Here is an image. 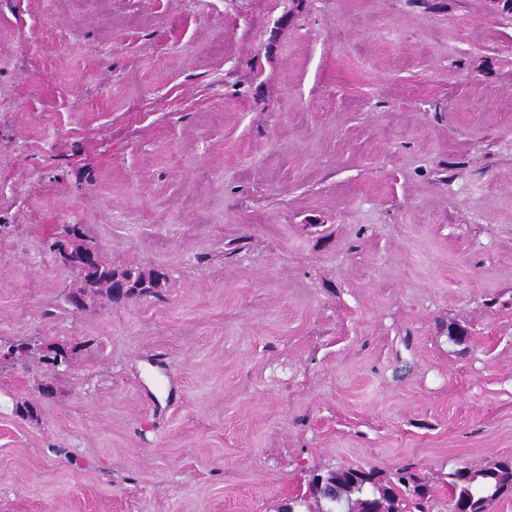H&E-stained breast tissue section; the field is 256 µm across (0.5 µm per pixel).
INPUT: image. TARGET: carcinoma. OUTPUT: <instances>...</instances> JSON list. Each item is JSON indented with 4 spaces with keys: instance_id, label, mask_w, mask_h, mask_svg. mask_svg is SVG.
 <instances>
[{
    "instance_id": "carcinoma-1",
    "label": "carcinoma",
    "mask_w": 512,
    "mask_h": 512,
    "mask_svg": "<svg viewBox=\"0 0 512 512\" xmlns=\"http://www.w3.org/2000/svg\"><path fill=\"white\" fill-rule=\"evenodd\" d=\"M81 273L93 298H106L120 304L140 296L156 295L167 286L168 274L160 268L112 267L104 257L94 268ZM336 482L340 500L347 512H430L431 492L425 478L410 467L396 469L385 478L375 467H338L323 473ZM442 488L448 491L449 505L458 512H489L491 503L512 495V456L500 458L491 466L474 470L456 468L447 474Z\"/></svg>"
}]
</instances>
